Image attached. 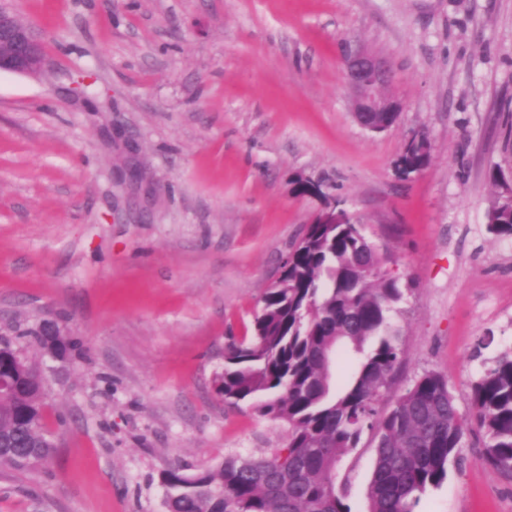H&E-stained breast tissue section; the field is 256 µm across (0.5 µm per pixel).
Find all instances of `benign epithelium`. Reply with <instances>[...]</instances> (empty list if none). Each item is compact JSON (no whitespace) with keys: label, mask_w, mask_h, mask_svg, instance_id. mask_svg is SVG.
Masks as SVG:
<instances>
[{"label":"benign epithelium","mask_w":512,"mask_h":512,"mask_svg":"<svg viewBox=\"0 0 512 512\" xmlns=\"http://www.w3.org/2000/svg\"><path fill=\"white\" fill-rule=\"evenodd\" d=\"M48 63L42 40L33 27L0 4V73L32 75ZM346 81L353 90L352 112L356 122L371 132H383L396 124L402 104L382 95L391 79L386 61L363 49L346 51ZM324 224H351V216L337 207L316 215Z\"/></svg>","instance_id":"benign-epithelium-1"}]
</instances>
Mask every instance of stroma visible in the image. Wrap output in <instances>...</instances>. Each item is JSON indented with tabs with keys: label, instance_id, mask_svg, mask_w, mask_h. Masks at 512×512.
<instances>
[{
	"label": "stroma",
	"instance_id": "stroma-1",
	"mask_svg": "<svg viewBox=\"0 0 512 512\" xmlns=\"http://www.w3.org/2000/svg\"><path fill=\"white\" fill-rule=\"evenodd\" d=\"M49 58L0 74V339L37 363L56 448L0 468V512H165L160 473L283 447L285 425L225 403L216 377L313 217L340 203L407 293L382 399L445 374L459 410L512 348V238L489 230L512 172V0H13ZM385 59L404 105L360 127L346 45ZM423 133L421 172L401 178ZM318 183L300 195L296 178ZM80 358L42 356L46 316ZM466 431L415 512H512V478ZM374 451L337 470L368 512Z\"/></svg>",
	"mask_w": 512,
	"mask_h": 512
}]
</instances>
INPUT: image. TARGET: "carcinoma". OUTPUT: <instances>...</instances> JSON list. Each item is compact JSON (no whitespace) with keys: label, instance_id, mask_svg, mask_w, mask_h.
I'll return each instance as SVG.
<instances>
[{"label":"carcinoma","instance_id":"1","mask_svg":"<svg viewBox=\"0 0 512 512\" xmlns=\"http://www.w3.org/2000/svg\"><path fill=\"white\" fill-rule=\"evenodd\" d=\"M400 175L425 164L407 150ZM489 230L512 237V201L491 213ZM387 259L360 224H311L283 265V286L261 297L251 338L225 353L219 391L234 406L288 425L269 455L229 453L192 474L162 472L167 512H351L336 488L342 458L370 435L375 463L368 512H414L419 495L443 483L459 462L469 425L483 430L484 462L512 476V349L474 382L472 412L460 414L448 377L425 371L386 408L403 359L389 322L403 298ZM42 354L72 355V339L31 330ZM350 372L336 385L342 359ZM44 384L36 363L0 342V467L29 470L54 452L44 428Z\"/></svg>","mask_w":512,"mask_h":512}]
</instances>
